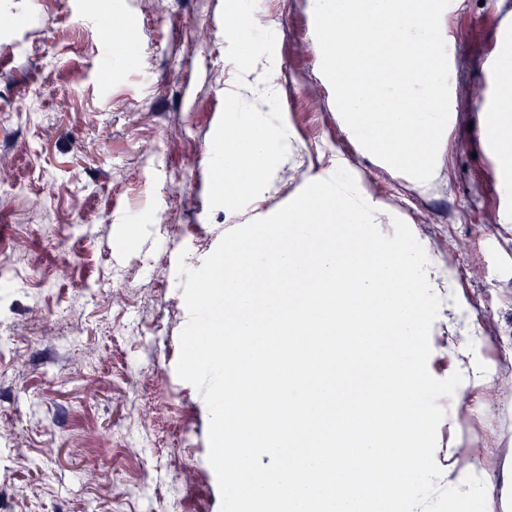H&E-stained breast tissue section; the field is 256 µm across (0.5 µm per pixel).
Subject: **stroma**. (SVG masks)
<instances>
[{"mask_svg":"<svg viewBox=\"0 0 512 512\" xmlns=\"http://www.w3.org/2000/svg\"><path fill=\"white\" fill-rule=\"evenodd\" d=\"M226 0H0L17 24L0 28V512H224L228 479L215 461L217 404L200 398L223 379L200 355L190 321L199 295L184 277L208 282L224 241L253 220L277 215L302 193L304 172L331 153L350 177L396 211L391 238L415 241L456 272L484 328L485 355L512 374V195L499 190L496 155L482 136L483 82L512 53V0H451L448 60L454 106L438 176L424 193L378 165L343 128L318 65L309 0H270L278 34L279 97L294 147L275 162L278 190L228 208L215 193L224 116L250 108L232 96L235 43L225 35ZM126 16L124 65L98 21ZM207 38H199V31ZM146 113L145 121L133 118ZM135 223H114L118 213ZM173 225L171 238L159 227ZM185 247L174 270L170 247ZM68 278H54L61 258ZM132 276L147 289L115 306ZM135 367L146 389L131 398L121 373ZM470 447L499 441L512 453V402L473 414ZM147 472L121 483L126 450ZM194 485L168 488L175 467Z\"/></svg>","mask_w":512,"mask_h":512,"instance_id":"stroma-1","label":"stroma"}]
</instances>
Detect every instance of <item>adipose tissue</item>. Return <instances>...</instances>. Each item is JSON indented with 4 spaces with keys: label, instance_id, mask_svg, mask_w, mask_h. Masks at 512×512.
<instances>
[{
    "label": "adipose tissue",
    "instance_id": "obj_1",
    "mask_svg": "<svg viewBox=\"0 0 512 512\" xmlns=\"http://www.w3.org/2000/svg\"><path fill=\"white\" fill-rule=\"evenodd\" d=\"M225 27L239 50L237 85L253 79L263 91L257 113L230 112L225 120L224 178L217 183L224 202L263 197L275 189L272 166L293 139L277 95L280 72L273 57L274 39L256 45V30L269 29L263 14L230 0ZM500 84L507 90L489 111L485 130L508 175L504 193H512V61L503 63ZM347 160L333 155L328 164L306 174L296 205L270 224L254 225L250 235L256 254L236 255L224 245V334L215 346L224 355V418L236 421L221 429L223 446L216 460L225 472L246 475L256 449L270 459L291 450L300 473L291 480L271 467L264 480L253 483L243 501L246 512H267L276 500L279 512H429L426 502L407 497L416 476L447 487L448 503L457 512H485L498 502L512 512V467L498 468L496 440L472 456L464 440L459 413L487 404L498 377L489 362L470 344L482 325L468 312L462 294L442 296L432 276L438 273L430 253L413 254L405 240L380 232L378 218L386 205L366 192L360 181L347 178ZM380 251L384 263L361 271L354 258L357 243ZM268 266L266 285L249 287L256 266ZM280 313L277 324L262 331L252 312L257 301ZM448 307L466 325L467 339L448 344V372L454 378L451 396L457 417L451 418L446 448L426 447L425 418L413 403L427 387L421 363L433 352L421 324L429 306ZM268 333L266 344L253 339ZM378 351L380 376L390 378L389 414L376 426L365 408L376 387L348 381L362 352ZM276 365L274 380L286 382V396L299 416L291 434H308L313 420L327 414L329 433L323 445L290 448L291 434L259 410L249 421H237L234 404L251 367ZM390 449L399 468L376 482L362 483L376 449Z\"/></svg>",
    "mask_w": 512,
    "mask_h": 512
}]
</instances>
